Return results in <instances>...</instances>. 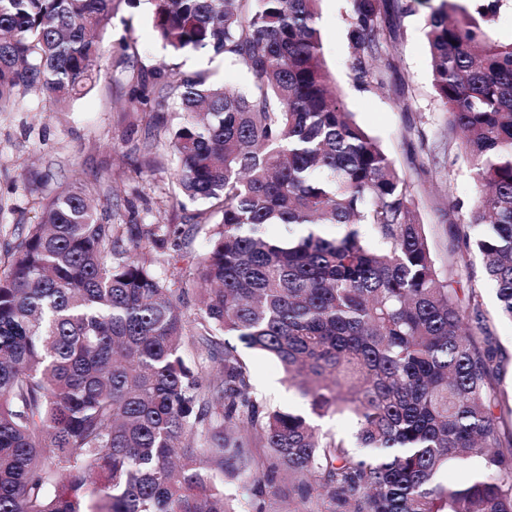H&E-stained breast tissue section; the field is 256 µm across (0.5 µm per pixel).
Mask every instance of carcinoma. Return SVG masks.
Wrapping results in <instances>:
<instances>
[{
    "mask_svg": "<svg viewBox=\"0 0 512 512\" xmlns=\"http://www.w3.org/2000/svg\"><path fill=\"white\" fill-rule=\"evenodd\" d=\"M114 2L0 0V109L89 92ZM147 2L173 52L208 50L249 75L243 88L167 66L141 79L161 80L181 114L166 133L172 207L201 201L194 223L211 225L198 312L148 261L169 225L97 216L99 183L42 204L0 263V512H269L281 476L288 512H512L499 346L336 93L320 0ZM498 2L438 0L426 38L477 188L448 254L480 257L512 321V42L489 35ZM347 16L355 80L384 85L387 0H348ZM226 335L276 360L310 413L258 399ZM326 414L347 416L351 437L320 433L312 416ZM474 456L471 482L441 480Z\"/></svg>",
    "mask_w": 512,
    "mask_h": 512,
    "instance_id": "obj_1",
    "label": "carcinoma"
}]
</instances>
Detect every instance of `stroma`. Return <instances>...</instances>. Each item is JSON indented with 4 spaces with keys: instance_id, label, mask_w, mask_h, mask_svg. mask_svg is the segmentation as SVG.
Segmentation results:
<instances>
[{
    "instance_id": "35a3bbf8",
    "label": "stroma",
    "mask_w": 512,
    "mask_h": 512,
    "mask_svg": "<svg viewBox=\"0 0 512 512\" xmlns=\"http://www.w3.org/2000/svg\"><path fill=\"white\" fill-rule=\"evenodd\" d=\"M394 36L379 59L387 70L384 87L359 88L350 68L346 0H322L319 28L323 56L336 91L355 120L378 138L407 182L440 266L448 264V210L452 201L471 206L476 193L471 174L448 134V113L438 100L426 45V21L436 0H388ZM178 65L187 74L211 73L214 80L245 86L238 64L208 51L176 55L157 40L147 4L120 0L102 35L100 77L94 88L58 112L30 96L0 112V257L12 251L22 230L37 223L41 204L72 177L100 182V216L122 224H170L178 231L176 247L154 252L155 268L168 272L174 252H181L182 275L208 245L209 229L193 224L197 203L171 208V164L164 139L148 123L149 110L161 121L172 114L158 96L148 105L133 101L140 73ZM480 311L501 348L503 368L498 390L512 396V321L498 313L492 287L476 279ZM242 356L259 398L270 406L304 411L308 405L289 387L278 363L246 349Z\"/></svg>"
}]
</instances>
